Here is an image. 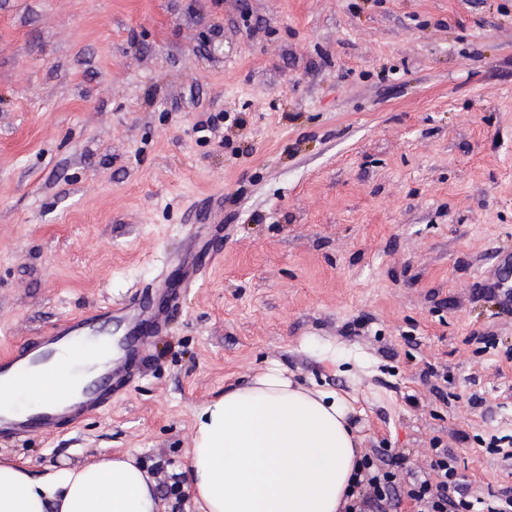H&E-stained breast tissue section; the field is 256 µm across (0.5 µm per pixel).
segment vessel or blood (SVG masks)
<instances>
[{"label":"vessel or blood","mask_w":512,"mask_h":512,"mask_svg":"<svg viewBox=\"0 0 512 512\" xmlns=\"http://www.w3.org/2000/svg\"><path fill=\"white\" fill-rule=\"evenodd\" d=\"M164 321V312L151 299H135L118 311L108 307L65 319L0 354V396L5 399L0 406V440L51 435L63 424L98 410L111 398L114 385L133 374L144 337L161 330ZM87 344L99 345L103 353L94 361L91 376L83 378L67 354ZM46 367L61 377L60 394L51 404L18 409L10 401L17 380Z\"/></svg>","instance_id":"obj_1"}]
</instances>
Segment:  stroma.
Returning <instances> with one entry per match:
<instances>
[{
  "label": "stroma",
  "mask_w": 512,
  "mask_h": 512,
  "mask_svg": "<svg viewBox=\"0 0 512 512\" xmlns=\"http://www.w3.org/2000/svg\"><path fill=\"white\" fill-rule=\"evenodd\" d=\"M217 253L110 404L0 443L130 453L164 512L196 413L275 365L401 489H512V0H0V353ZM438 457L432 472L414 474L407 497L415 502L417 512H468L473 505L464 498L463 484L456 478L452 455L445 448H433Z\"/></svg>",
  "instance_id": "obj_1"
}]
</instances>
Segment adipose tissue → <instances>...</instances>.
I'll return each instance as SVG.
<instances>
[{"mask_svg": "<svg viewBox=\"0 0 512 512\" xmlns=\"http://www.w3.org/2000/svg\"><path fill=\"white\" fill-rule=\"evenodd\" d=\"M349 407L268 368L200 407L188 452L198 512H340L359 467ZM0 512H160L148 472L102 455L33 477L0 462Z\"/></svg>", "mask_w": 512, "mask_h": 512, "instance_id": "ef3b65f1", "label": "adipose tissue"}]
</instances>
